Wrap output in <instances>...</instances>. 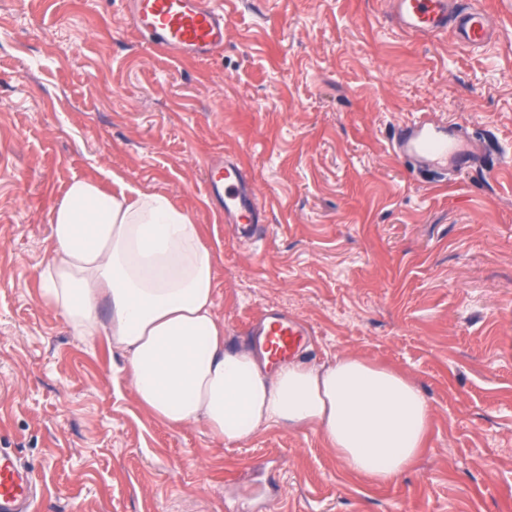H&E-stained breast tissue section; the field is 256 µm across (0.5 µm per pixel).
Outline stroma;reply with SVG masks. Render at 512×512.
<instances>
[{
  "label": "stroma",
  "mask_w": 512,
  "mask_h": 512,
  "mask_svg": "<svg viewBox=\"0 0 512 512\" xmlns=\"http://www.w3.org/2000/svg\"><path fill=\"white\" fill-rule=\"evenodd\" d=\"M125 0H0V448L34 470V512H512V25L486 48L411 37L387 0H236L204 62L142 41ZM481 140L444 182L397 159L419 113ZM239 155L264 207L239 237L205 189ZM111 171L167 194L214 262L224 344L276 310L304 356L411 376L433 408L398 479L343 469L311 430L241 445L138 403L105 338L41 297L50 215Z\"/></svg>",
  "instance_id": "35a3bbf8"
}]
</instances>
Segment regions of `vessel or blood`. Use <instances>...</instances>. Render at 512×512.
<instances>
[{
    "label": "vessel or blood",
    "instance_id": "b4317fda",
    "mask_svg": "<svg viewBox=\"0 0 512 512\" xmlns=\"http://www.w3.org/2000/svg\"><path fill=\"white\" fill-rule=\"evenodd\" d=\"M390 15L403 31L433 36L454 31L458 42L477 49L491 43L500 22L485 0H390ZM130 21L138 34L157 49L187 59L211 58L224 49L228 11L223 0H130ZM391 148L402 158L441 173L465 172L483 161L478 144L462 139L457 126L423 113L394 127ZM207 187L224 202V218L251 234L262 220L254 186L237 159L211 161ZM276 355L297 353L304 331L277 311L263 315ZM35 476L11 449L0 448V512H32Z\"/></svg>",
    "mask_w": 512,
    "mask_h": 512
}]
</instances>
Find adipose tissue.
Instances as JSON below:
<instances>
[{
	"mask_svg": "<svg viewBox=\"0 0 512 512\" xmlns=\"http://www.w3.org/2000/svg\"><path fill=\"white\" fill-rule=\"evenodd\" d=\"M112 183L69 184L51 212L55 247L39 279L77 335L107 339L150 415L172 428L203 425L227 446L272 425L310 428L344 469L376 484L416 463L433 409L412 378L355 354L274 365L264 348L225 347L199 225L164 194Z\"/></svg>",
	"mask_w": 512,
	"mask_h": 512,
	"instance_id": "adipose-tissue-1",
	"label": "adipose tissue"
}]
</instances>
